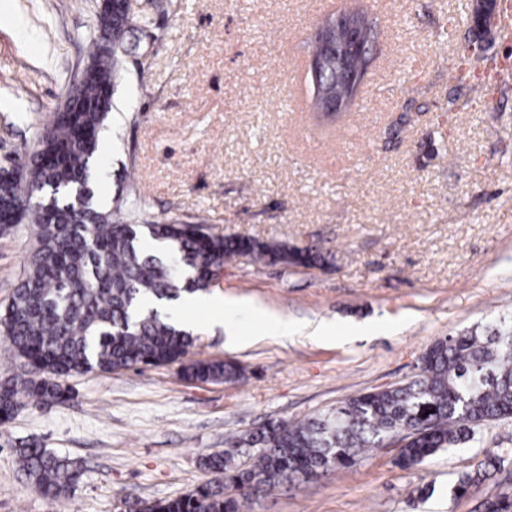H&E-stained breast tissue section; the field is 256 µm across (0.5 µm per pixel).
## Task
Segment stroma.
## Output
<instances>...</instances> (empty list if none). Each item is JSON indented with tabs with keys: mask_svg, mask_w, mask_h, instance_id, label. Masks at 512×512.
<instances>
[{
	"mask_svg": "<svg viewBox=\"0 0 512 512\" xmlns=\"http://www.w3.org/2000/svg\"><path fill=\"white\" fill-rule=\"evenodd\" d=\"M95 0H0V165L33 146L86 63ZM377 37L355 106L337 120L307 111L310 39L345 9ZM147 17L123 55L94 162L99 198L131 174L140 223L188 221L207 233L309 248L327 266L240 256L212 294L226 323L195 316L193 358L237 364L234 383L191 381L181 363L92 370L63 379L66 398L30 403L0 427V512H134L210 475L204 455L236 449L270 421H300L349 396L398 386L436 340L512 316V83L477 71L512 55V10L486 33L471 0H132ZM472 74L451 75L470 43ZM34 243L31 225L0 235V308ZM294 334L272 337L264 313ZM337 337L317 342L311 326ZM364 328L367 338L346 333ZM248 343H228L229 333ZM37 440L80 459L64 495L41 493L15 449ZM490 451L503 471L457 495ZM385 445L356 466L254 496L249 512H476L512 494V417L473 442L403 470Z\"/></svg>",
	"mask_w": 512,
	"mask_h": 512,
	"instance_id": "35a3bbf8",
	"label": "stroma"
}]
</instances>
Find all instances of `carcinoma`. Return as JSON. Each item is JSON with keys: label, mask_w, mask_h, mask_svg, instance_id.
<instances>
[{"label": "carcinoma", "mask_w": 512, "mask_h": 512, "mask_svg": "<svg viewBox=\"0 0 512 512\" xmlns=\"http://www.w3.org/2000/svg\"><path fill=\"white\" fill-rule=\"evenodd\" d=\"M86 75L67 89L62 112L55 108L34 148L0 174V232L26 222L36 243L12 297L0 313V331L16 356L42 377L20 387L0 384V426L22 399L54 402L66 388L60 379L93 369L164 366L186 358L193 333L156 312V301L177 302L184 293H205L212 270L241 255L285 265L317 267L327 258L253 238L213 236L200 224L138 223L136 187L115 197V207L97 202L92 163L99 136L113 108L122 55L102 47L127 46L130 29L121 6L95 12ZM184 374L201 382L239 378L230 361L191 360ZM512 416V326L488 335L470 331L432 344L409 382L357 394L324 415L298 423L277 422L242 438L253 449L249 468L231 452L203 460L211 482L176 497L143 502L138 512H247L252 496L302 477L355 466L392 438L403 441L397 463L420 465L439 450L473 440L475 429ZM17 459L26 476L51 497L77 483L81 464L39 442L22 443ZM502 457L485 455L456 485L465 495L498 473ZM482 512H512V496L481 503Z\"/></svg>", "instance_id": "obj_1"}]
</instances>
